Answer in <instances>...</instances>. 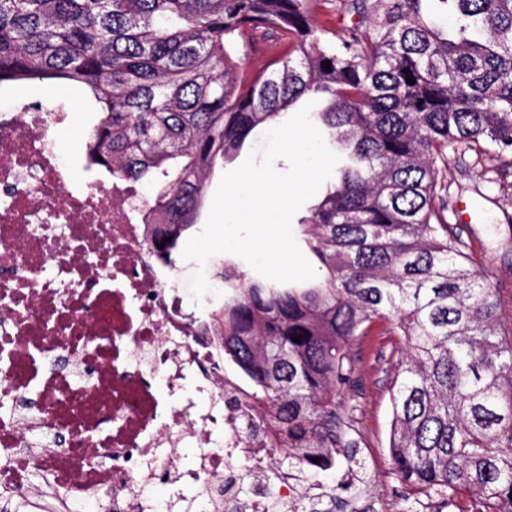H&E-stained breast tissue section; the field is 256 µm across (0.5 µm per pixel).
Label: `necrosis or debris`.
I'll use <instances>...</instances> for the list:
<instances>
[{
	"label": "necrosis or debris",
	"mask_w": 512,
	"mask_h": 512,
	"mask_svg": "<svg viewBox=\"0 0 512 512\" xmlns=\"http://www.w3.org/2000/svg\"><path fill=\"white\" fill-rule=\"evenodd\" d=\"M66 108L0 111V500L68 512L75 493L109 512H169L153 484L195 489L193 512L239 495L263 469V411L164 285L133 184L65 187L52 148ZM205 440L195 467L177 439Z\"/></svg>",
	"instance_id": "4bbe7bcc"
}]
</instances>
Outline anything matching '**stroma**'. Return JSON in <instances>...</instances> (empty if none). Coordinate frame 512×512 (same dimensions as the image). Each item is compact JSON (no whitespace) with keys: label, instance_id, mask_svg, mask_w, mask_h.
Returning <instances> with one entry per match:
<instances>
[{"label":"stroma","instance_id":"35a3bbf8","mask_svg":"<svg viewBox=\"0 0 512 512\" xmlns=\"http://www.w3.org/2000/svg\"><path fill=\"white\" fill-rule=\"evenodd\" d=\"M8 92L23 101H35L49 108L60 104L72 107L76 117L58 131L54 141L56 153L70 167L76 182H83L89 173L104 183H111L112 177L105 170L88 165L85 145L96 115L87 111L71 85L32 83L9 87ZM498 166V161L477 157L471 151L451 156L446 216L449 224L459 226L463 238L475 250L485 252V273L501 290L504 313L512 314V166L507 167L500 183L495 185L490 178ZM224 266L225 256L219 253L201 268L180 258L175 267L164 271L168 285L184 290L196 269H203L212 291L197 301L193 310L198 327H207L213 314L224 306ZM399 343V337L385 334L379 326L360 337L354 346V386L344 396L346 404L353 409L359 452L371 478L368 491L354 487L348 494L358 498L360 505L368 507L370 512H401L404 506L400 484L390 472L389 459L390 386L402 360Z\"/></svg>","mask_w":512,"mask_h":512}]
</instances>
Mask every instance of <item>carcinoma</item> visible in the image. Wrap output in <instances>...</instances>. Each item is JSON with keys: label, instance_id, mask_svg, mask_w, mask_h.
<instances>
[{"label": "carcinoma", "instance_id": "carcinoma-1", "mask_svg": "<svg viewBox=\"0 0 512 512\" xmlns=\"http://www.w3.org/2000/svg\"><path fill=\"white\" fill-rule=\"evenodd\" d=\"M311 4L0 0V86L82 90L98 113L88 164L161 184L145 221L170 266L214 169L256 127L324 98L317 119L354 160L301 221L325 275L299 287L228 263L219 347L254 384L280 464L354 478L365 462L341 392L354 341L386 323L404 354L390 469L406 512L422 496L512 512V319L445 216L448 150L512 159V0H351L358 20L336 36ZM257 38L273 53L252 76Z\"/></svg>", "mask_w": 512, "mask_h": 512}]
</instances>
